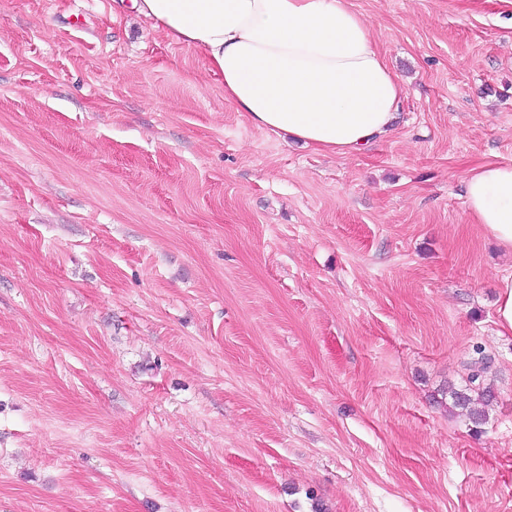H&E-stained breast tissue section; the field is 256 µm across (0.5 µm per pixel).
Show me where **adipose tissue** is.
Returning <instances> with one entry per match:
<instances>
[{
  "label": "adipose tissue",
  "instance_id": "obj_1",
  "mask_svg": "<svg viewBox=\"0 0 512 512\" xmlns=\"http://www.w3.org/2000/svg\"><path fill=\"white\" fill-rule=\"evenodd\" d=\"M174 43L203 55L224 98L257 128L349 155L394 127L401 77L350 0H132ZM467 207L512 252V164L463 179Z\"/></svg>",
  "mask_w": 512,
  "mask_h": 512
}]
</instances>
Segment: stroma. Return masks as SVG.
Listing matches in <instances>:
<instances>
[{
  "label": "stroma",
  "instance_id": "obj_1",
  "mask_svg": "<svg viewBox=\"0 0 512 512\" xmlns=\"http://www.w3.org/2000/svg\"><path fill=\"white\" fill-rule=\"evenodd\" d=\"M351 3L404 97L340 156L115 0H0V512H512L462 183L512 163V0ZM488 364L485 357L473 362L468 368L465 388L449 393L453 406L466 410L469 424L476 432H481L487 422L486 408L494 398L493 386L487 381Z\"/></svg>",
  "mask_w": 512,
  "mask_h": 512
}]
</instances>
